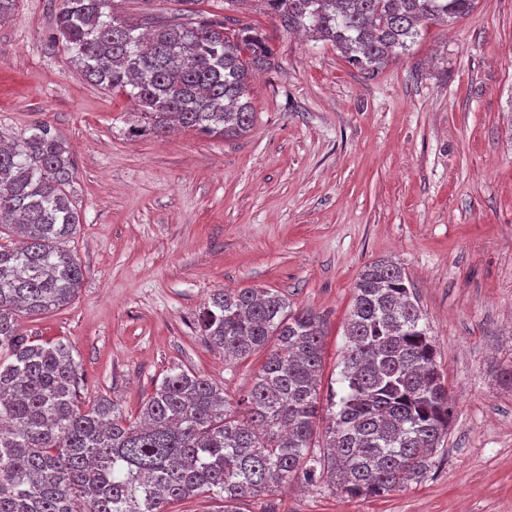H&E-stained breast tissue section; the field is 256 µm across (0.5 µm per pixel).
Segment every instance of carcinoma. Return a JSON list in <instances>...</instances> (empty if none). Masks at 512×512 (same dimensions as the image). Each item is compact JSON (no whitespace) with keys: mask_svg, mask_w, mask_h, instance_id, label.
Listing matches in <instances>:
<instances>
[{"mask_svg":"<svg viewBox=\"0 0 512 512\" xmlns=\"http://www.w3.org/2000/svg\"><path fill=\"white\" fill-rule=\"evenodd\" d=\"M281 29L336 46L373 76L409 52L423 23H451L475 0H267ZM110 0H60L55 30L86 77L139 106L133 131L162 137L179 126L238 137L254 119L253 70L275 67L249 26L187 12L139 25ZM75 166L64 138L37 124L0 145V512H168L200 492L240 512L246 498L326 474L346 497H380L423 479L453 417L423 312L402 268L364 267L345 322L340 397L320 404L323 324L288 312L266 288L210 295L198 324L224 360L267 350L251 388L173 367L134 421L108 399L82 408L79 365L63 343L35 344L20 314L70 304L84 269L66 247L81 224L71 200ZM326 450L313 451L317 430Z\"/></svg>","mask_w":512,"mask_h":512,"instance_id":"1","label":"carcinoma"}]
</instances>
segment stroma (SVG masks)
<instances>
[{
  "instance_id": "35a3bbf8",
  "label": "stroma",
  "mask_w": 512,
  "mask_h": 512,
  "mask_svg": "<svg viewBox=\"0 0 512 512\" xmlns=\"http://www.w3.org/2000/svg\"><path fill=\"white\" fill-rule=\"evenodd\" d=\"M58 0H17L0 20V140L39 123L67 142L86 270L71 304L21 317L67 343L81 396L137 415L179 366L244 394L264 353L227 362L198 315L225 288H267L322 317L321 391L341 370L363 267L398 263L414 287L455 401L426 478L344 499L298 481L241 512H512V0H477L429 23L411 50L364 77L331 43L279 28L266 0H114L133 22L191 10L266 39L244 136L131 137L136 106L92 84L54 38Z\"/></svg>"
}]
</instances>
